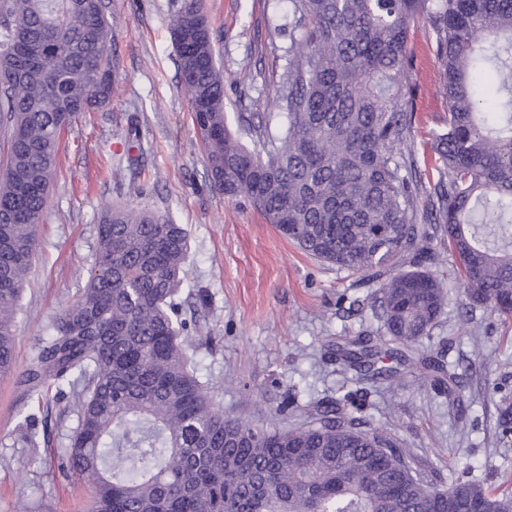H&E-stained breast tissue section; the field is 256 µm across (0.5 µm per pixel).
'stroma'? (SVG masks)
<instances>
[{"mask_svg": "<svg viewBox=\"0 0 512 512\" xmlns=\"http://www.w3.org/2000/svg\"><path fill=\"white\" fill-rule=\"evenodd\" d=\"M184 0H103L112 26L114 91L61 135L57 169L37 226L38 251L20 301L14 371L0 376V512H88L91 492L61 468L77 426L75 400L48 391L30 399L22 382L53 318L82 288L96 246V226L110 204L172 216L189 236L185 283L177 298L192 324L186 343L199 380L224 412L286 428L284 396L306 405L336 396L344 377L327 353L337 334L377 329L369 291L350 272L323 263L281 235L247 201L210 185L206 153L177 68L170 20ZM224 90L228 122L269 112L283 83L291 30L269 27L286 0H204ZM416 69L412 110L419 167L431 163V139L447 104L429 27H411ZM139 134L127 149L129 129ZM449 301L423 346L446 364L468 363L472 378L457 406L408 370L392 383L366 382V413L409 449L416 465L450 486L461 474L492 489L512 487V436L498 422L512 407V327L471 304L457 265L440 239L430 243ZM35 446H28L27 435Z\"/></svg>", "mask_w": 512, "mask_h": 512, "instance_id": "1", "label": "stroma"}]
</instances>
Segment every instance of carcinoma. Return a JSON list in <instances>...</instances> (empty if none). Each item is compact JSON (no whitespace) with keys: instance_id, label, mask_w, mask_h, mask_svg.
<instances>
[{"instance_id":"1","label":"carcinoma","mask_w":512,"mask_h":512,"mask_svg":"<svg viewBox=\"0 0 512 512\" xmlns=\"http://www.w3.org/2000/svg\"><path fill=\"white\" fill-rule=\"evenodd\" d=\"M434 36L448 107L419 169L410 113L408 32ZM288 47L275 110L233 132L228 76L201 0H184L171 36L210 178L247 199L313 257L373 289L375 315L411 349L430 336L448 289L430 269L448 241L469 300L512 321V0H288ZM111 25L102 0H0V112L10 123L0 174V374L38 249L60 133L109 102ZM498 78L488 111L481 75ZM89 276L23 375L34 395L71 390L78 425L63 467L88 481L93 512H448V494L512 509V490L471 480L442 488L371 425L359 391L280 412L291 429L227 415L194 374L176 296L187 230L130 206L96 227ZM330 356L355 379L393 376L405 353L369 334L338 336ZM463 374L434 384L453 395Z\"/></svg>"}]
</instances>
